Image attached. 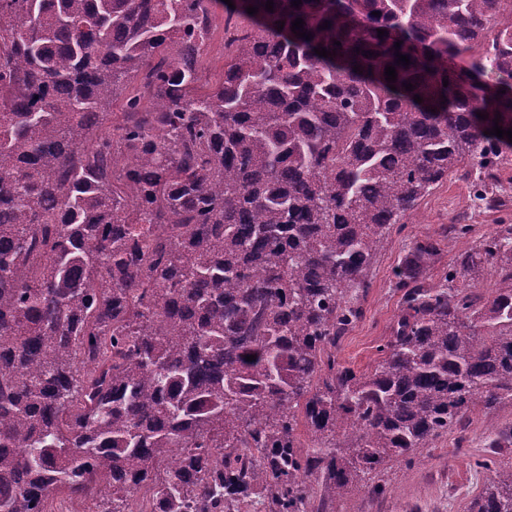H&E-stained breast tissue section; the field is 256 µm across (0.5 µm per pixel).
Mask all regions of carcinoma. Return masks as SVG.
<instances>
[{
	"instance_id": "obj_1",
	"label": "carcinoma",
	"mask_w": 512,
	"mask_h": 512,
	"mask_svg": "<svg viewBox=\"0 0 512 512\" xmlns=\"http://www.w3.org/2000/svg\"><path fill=\"white\" fill-rule=\"evenodd\" d=\"M213 2L0 0V512L60 494L127 512L144 488L150 512L258 489L304 512L309 477L341 497L512 399L510 224L431 287L439 243L416 242L383 359L330 352L391 226L467 163L495 201L502 0H239L250 28L198 93ZM138 77L150 107L129 96L108 126ZM488 267L483 298L468 281ZM484 466L469 512H512V467Z\"/></svg>"
}]
</instances>
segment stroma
<instances>
[{"instance_id": "stroma-1", "label": "stroma", "mask_w": 512, "mask_h": 512, "mask_svg": "<svg viewBox=\"0 0 512 512\" xmlns=\"http://www.w3.org/2000/svg\"><path fill=\"white\" fill-rule=\"evenodd\" d=\"M496 175L509 187L498 205L489 207L476 200L470 181L456 173L443 180L402 223L392 226L373 261L371 286L357 301L361 315L336 342L339 362L362 371L380 360L379 348L390 338L401 306L394 271L413 242L426 236L440 240V253L426 277L432 285L458 252L502 225L512 224V150L499 162ZM462 214L470 224L464 238L448 232L449 225ZM511 427L512 404L508 402L488 413L471 414L427 448L387 459L341 498L325 497L321 477L312 476L307 482L306 512H468L490 477L481 460L512 464V447L486 445L488 437Z\"/></svg>"}]
</instances>
